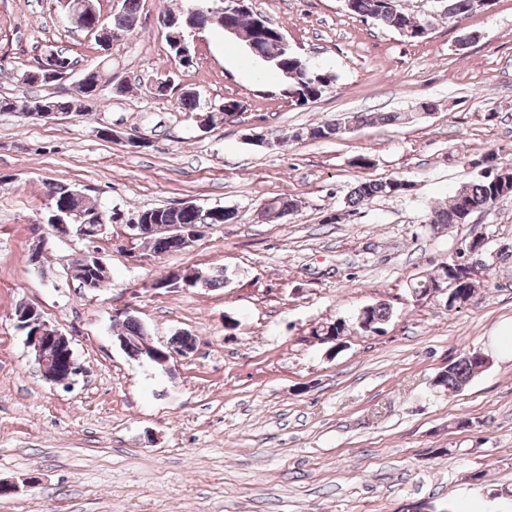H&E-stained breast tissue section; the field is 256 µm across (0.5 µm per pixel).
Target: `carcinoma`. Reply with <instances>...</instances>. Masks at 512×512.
I'll return each instance as SVG.
<instances>
[{
    "mask_svg": "<svg viewBox=\"0 0 512 512\" xmlns=\"http://www.w3.org/2000/svg\"><path fill=\"white\" fill-rule=\"evenodd\" d=\"M139 4L140 0H122L118 18L107 23V27L118 28L123 32L134 30ZM444 5L448 6V9L443 11V15L448 20L457 21L477 12L476 0H446ZM348 11L364 19H371L410 41L420 39V36L413 34V31L428 28L427 22L407 14L397 6L396 0H350ZM214 26L220 29L236 27L252 35L253 41L257 42L265 54L270 56L266 63L283 75V86L297 94L295 102L299 104H306L322 97L333 84V76L310 69L301 56L277 52V47L269 36L270 27L260 25L259 16L249 11L217 15ZM84 76V83L78 86V94L85 99H90L98 90L99 71L90 68ZM27 102L36 108L52 106L64 110L78 102V99L29 97ZM297 136L300 139L305 137L310 140L332 139L336 137V125L321 122L307 127L297 133ZM476 165L481 167V175L457 190L447 206L434 210L430 223L461 224L474 210L485 208L496 200L512 194L511 164L498 163L497 155L492 152L477 160ZM410 187L411 184L401 179L364 178L351 189L349 202L355 206L375 197L396 196L408 191ZM48 191L57 213L64 210L89 215L102 213L109 225L119 220L120 211L105 210L91 202L82 190L64 180H57L50 184ZM138 216L143 224H226L235 220L236 211L218 209L214 206L180 210L171 207H154L141 210ZM143 247L163 255L184 249L181 238L174 234L161 240H151L143 244ZM95 271L97 267L92 258L87 255L76 264L75 277L83 285L96 279ZM436 284L450 286L446 299L450 310L455 308V298L475 292L472 271L462 263L451 261L440 266L436 274L419 281L412 288L411 294L417 300L427 298L431 288ZM364 310L366 320L376 327L387 322L392 314L390 308L384 304L367 305ZM119 325L123 329L122 335L129 339L126 352L130 355L136 353L139 344L147 338L145 328L129 314L119 321ZM483 364L481 354L474 351L466 352L459 360L448 365L447 370L439 376V383L450 391H456L476 377V369Z\"/></svg>",
    "mask_w": 512,
    "mask_h": 512,
    "instance_id": "cac0c4a2",
    "label": "carcinoma"
}]
</instances>
